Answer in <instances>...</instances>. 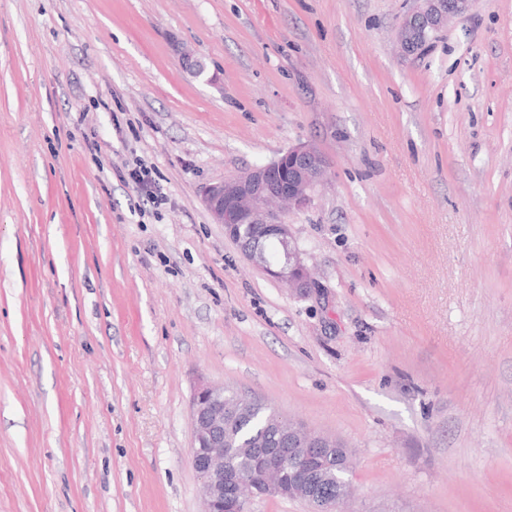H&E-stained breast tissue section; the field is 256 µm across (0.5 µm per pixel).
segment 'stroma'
Segmentation results:
<instances>
[{
    "label": "stroma",
    "mask_w": 512,
    "mask_h": 512,
    "mask_svg": "<svg viewBox=\"0 0 512 512\" xmlns=\"http://www.w3.org/2000/svg\"><path fill=\"white\" fill-rule=\"evenodd\" d=\"M406 10L0 0V512H203V383L347 443L350 512H512V0L413 56ZM303 142L309 298L203 203ZM123 179L131 185L136 193L150 204L159 207L168 202V196L152 163L137 158L132 165H128Z\"/></svg>",
    "instance_id": "obj_1"
}]
</instances>
